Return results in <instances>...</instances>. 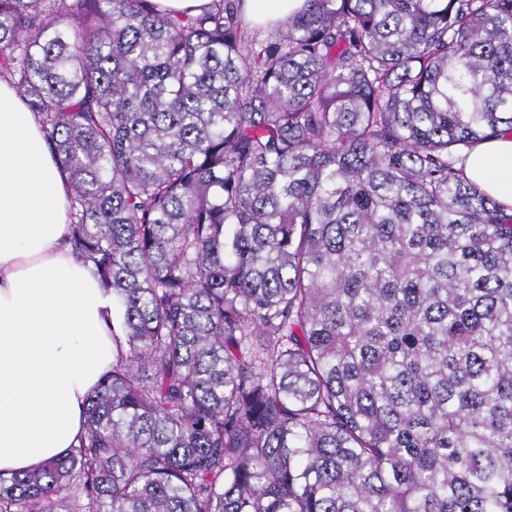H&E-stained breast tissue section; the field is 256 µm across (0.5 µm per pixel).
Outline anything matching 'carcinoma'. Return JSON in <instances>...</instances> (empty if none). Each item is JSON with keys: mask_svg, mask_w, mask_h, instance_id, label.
Listing matches in <instances>:
<instances>
[{"mask_svg": "<svg viewBox=\"0 0 512 512\" xmlns=\"http://www.w3.org/2000/svg\"><path fill=\"white\" fill-rule=\"evenodd\" d=\"M0 0V77L122 313L0 512H512V0ZM305 0H243L242 9L250 21L276 27L303 8ZM469 178L506 209L512 208V137L478 143L466 162Z\"/></svg>", "mask_w": 512, "mask_h": 512, "instance_id": "carcinoma-1", "label": "carcinoma"}]
</instances>
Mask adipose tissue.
I'll return each mask as SVG.
<instances>
[{
  "label": "adipose tissue",
  "mask_w": 512,
  "mask_h": 512,
  "mask_svg": "<svg viewBox=\"0 0 512 512\" xmlns=\"http://www.w3.org/2000/svg\"><path fill=\"white\" fill-rule=\"evenodd\" d=\"M305 0H243L277 26ZM469 178L512 208V137L478 143ZM66 174L26 103L0 80V472L61 457L85 427V400L112 368V294L67 242Z\"/></svg>",
  "instance_id": "1"
}]
</instances>
